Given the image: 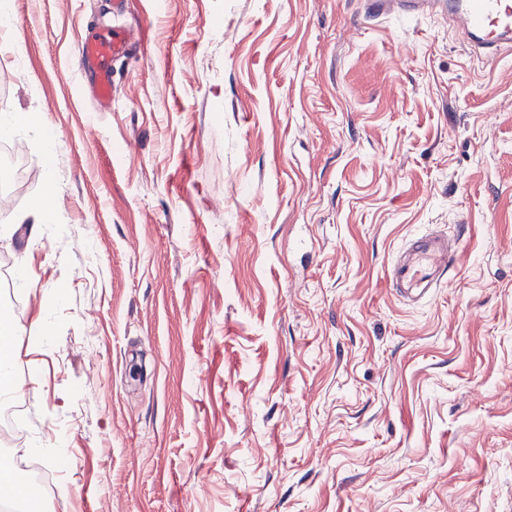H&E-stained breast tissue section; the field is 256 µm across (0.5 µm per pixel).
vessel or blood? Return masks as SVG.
I'll return each instance as SVG.
<instances>
[{
  "label": "vessel or blood",
  "instance_id": "1",
  "mask_svg": "<svg viewBox=\"0 0 512 512\" xmlns=\"http://www.w3.org/2000/svg\"><path fill=\"white\" fill-rule=\"evenodd\" d=\"M371 4L380 14L400 9L442 16L468 46L488 58L512 51V0H371ZM133 47L131 30L122 26L102 28L83 37L79 46L80 75L100 107L112 104L113 63L126 58ZM460 248V243L448 242L437 233L415 240L390 267L393 287L406 299L415 292H429Z\"/></svg>",
  "mask_w": 512,
  "mask_h": 512
}]
</instances>
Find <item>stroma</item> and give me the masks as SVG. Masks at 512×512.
Instances as JSON below:
<instances>
[{
    "instance_id": "stroma-1",
    "label": "stroma",
    "mask_w": 512,
    "mask_h": 512,
    "mask_svg": "<svg viewBox=\"0 0 512 512\" xmlns=\"http://www.w3.org/2000/svg\"><path fill=\"white\" fill-rule=\"evenodd\" d=\"M107 2L0 27L47 512H512V54L366 0H127L102 112L76 56ZM430 232L462 250L403 301ZM460 248L459 241L450 244L445 236L437 233L415 240L390 267L389 279L393 287L405 299H413L411 292L428 293L437 286L441 272Z\"/></svg>"
}]
</instances>
